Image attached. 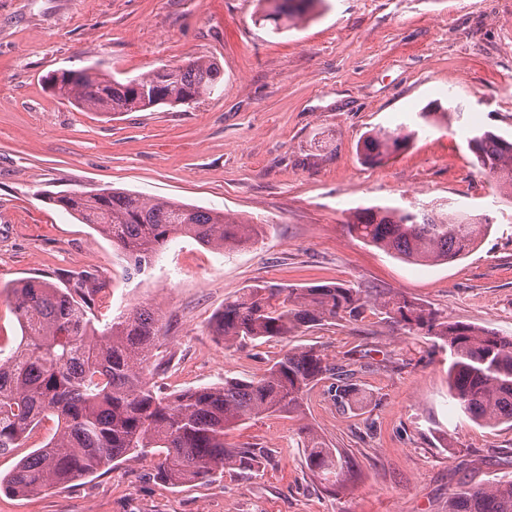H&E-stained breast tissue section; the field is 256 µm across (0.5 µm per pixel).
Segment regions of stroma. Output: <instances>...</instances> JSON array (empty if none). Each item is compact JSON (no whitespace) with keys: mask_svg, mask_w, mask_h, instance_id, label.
I'll list each match as a JSON object with an SVG mask.
<instances>
[{"mask_svg":"<svg viewBox=\"0 0 512 512\" xmlns=\"http://www.w3.org/2000/svg\"><path fill=\"white\" fill-rule=\"evenodd\" d=\"M258 0H0V346L21 340L3 288L90 275L94 324L142 304L159 313L157 392L257 378L293 346L357 369L360 394L337 408L318 384L301 417L252 420L230 446L264 450L254 471L174 486L149 458L118 461L31 497L0 491V512H448L466 482L512 479V426L478 425L448 398V349L375 316L259 347L225 348L211 321L258 282H338L401 293L449 321L512 335V205L473 163L466 130L512 137V0H318L275 33ZM198 58L223 76L211 95L111 117L54 96L46 76L97 66L119 80ZM451 101L429 124L418 113ZM420 124L378 166L365 132ZM120 188L263 225L258 243L215 252L170 241L137 275L123 252L46 195ZM452 203L495 216L457 261L418 265L355 239L358 207ZM354 461L326 491L308 471L302 425Z\"/></svg>","mask_w":512,"mask_h":512,"instance_id":"stroma-1","label":"stroma"}]
</instances>
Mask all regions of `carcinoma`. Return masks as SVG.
<instances>
[{
    "mask_svg": "<svg viewBox=\"0 0 512 512\" xmlns=\"http://www.w3.org/2000/svg\"><path fill=\"white\" fill-rule=\"evenodd\" d=\"M259 20L278 32L303 18L316 0H259ZM221 80L212 60L157 68L119 81L98 70H63L47 78L49 89L75 106L106 115L176 107L211 93ZM417 135L409 124L375 128L364 136V163H382ZM474 165L496 180L512 202V140L476 129L468 138ZM83 224L93 225L129 259L138 274L176 237L226 251L263 235V225L233 214L167 199H150L121 189L48 196ZM493 223L484 214L444 208L411 211L375 205L351 213L348 231L357 239L404 261L442 264L476 249ZM82 277L62 289L40 279L10 286L20 348H0V456L25 447L30 432L53 417L57 429L5 475L0 490L30 495L70 485L130 456H159L158 476L173 485L213 480L226 471L252 470L261 452L232 448L226 432L271 414L303 413L304 400L323 380L342 410L358 390L357 370L335 365L312 347H291L259 378L226 379L224 384L163 396L146 380L157 349L158 318L135 307L103 330L90 316L93 289ZM409 335L431 336L450 351L448 394L455 408L489 427L512 424V337L471 324L450 323L439 311L402 294L347 284L293 287L253 284L214 316L212 330L224 348L261 340L286 339L336 320L356 321L366 309ZM306 464L313 476L334 487L353 474V463L307 425ZM448 512H512V480L468 484L448 495Z\"/></svg>",
    "mask_w": 512,
    "mask_h": 512,
    "instance_id": "obj_1",
    "label": "carcinoma"
}]
</instances>
